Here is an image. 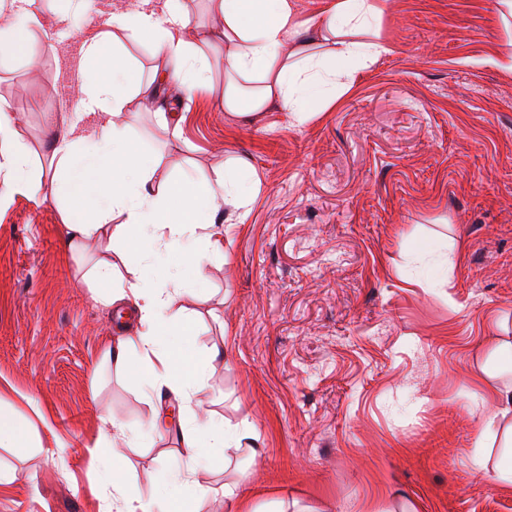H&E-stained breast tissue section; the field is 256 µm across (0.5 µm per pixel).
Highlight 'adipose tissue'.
Masks as SVG:
<instances>
[{"instance_id": "adipose-tissue-1", "label": "adipose tissue", "mask_w": 512, "mask_h": 512, "mask_svg": "<svg viewBox=\"0 0 512 512\" xmlns=\"http://www.w3.org/2000/svg\"><path fill=\"white\" fill-rule=\"evenodd\" d=\"M224 20L219 31L189 36L190 20L180 0H131L123 12L107 19L106 30L82 47L85 76L66 134L50 136L47 172L31 167V152L20 138L12 107L0 102V141L9 145L0 159V177L14 188L57 201L62 214V243L80 251L90 239L102 242L106 259L86 274L90 288L104 289L111 305L132 302L137 319L133 335L116 338L107 351L116 369H124L136 354L148 391H166L179 405L177 420L186 460L173 480L149 501L133 498L122 477V456L112 458L109 483L117 512H194V498L176 495V488L193 487L195 496L222 493L225 512H257L233 486L222 489L200 479L204 459L199 443L227 450L248 445L251 454L261 446L247 425L224 426L199 421L195 406L208 386L205 358L188 351L194 312L182 306L195 297L180 268L163 262L179 253L195 272L218 250L223 229L215 222L218 207L245 219L260 191L259 181L244 175L245 162L228 160L215 179L191 181L189 187L154 188V155L133 150L124 117L141 91L131 63L124 61L121 37L153 38L155 64L150 85L174 84L182 95L210 80L209 46H224L223 111L233 116L260 118L270 107H284L294 124L308 121L337 91L350 88L348 61L376 60L388 52L381 42L364 43L360 34L377 24L386 0H332L331 6L300 18L298 0H213ZM35 0H12L0 8V49L21 50L24 36L40 26ZM103 122L86 130L89 114ZM144 245L145 263L121 267L130 245ZM495 333L477 366L483 396L495 404L492 413L477 417L475 451L470 465L477 473L493 472L512 485V316H497Z\"/></svg>"}]
</instances>
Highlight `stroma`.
Here are the masks:
<instances>
[{"label": "stroma", "instance_id": "35a3bbf8", "mask_svg": "<svg viewBox=\"0 0 512 512\" xmlns=\"http://www.w3.org/2000/svg\"><path fill=\"white\" fill-rule=\"evenodd\" d=\"M126 3L93 0L62 26L66 0H38L41 28L0 53V100L22 107L34 170L77 105L83 42ZM379 34L390 53L355 64L350 90L299 127L278 109L222 111L220 54L192 97L163 86L126 117L133 144L161 157L156 186L212 178L231 154L262 183L244 222L217 211L224 253L187 302L191 348L222 350L204 410L262 443L257 459L212 453L208 479L261 512L291 499L387 512L391 495L415 512H512V486L467 462L475 364L491 321L512 313V17L499 0H388ZM159 111L176 112L180 139L161 136ZM61 236L53 201L0 192V409L45 417L40 447H0L14 476L0 512H113L86 452L107 410L146 436L126 453L131 494L155 495L185 455L150 428L168 401L103 361L116 313L82 279L99 245L77 257ZM426 237L448 256L440 288L420 284L436 261L409 257Z\"/></svg>", "mask_w": 512, "mask_h": 512}]
</instances>
